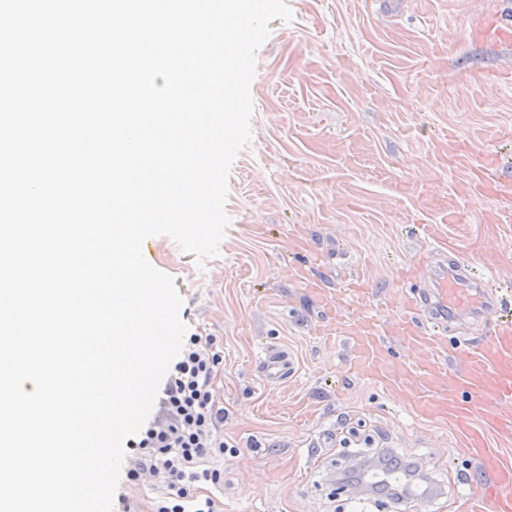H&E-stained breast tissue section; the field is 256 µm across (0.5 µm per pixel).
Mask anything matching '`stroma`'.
<instances>
[{"label": "stroma", "mask_w": 512, "mask_h": 512, "mask_svg": "<svg viewBox=\"0 0 512 512\" xmlns=\"http://www.w3.org/2000/svg\"><path fill=\"white\" fill-rule=\"evenodd\" d=\"M250 93L252 139L234 161L216 257L198 262L166 236L149 262L172 275L189 333L215 338L224 436L219 512H461L460 458L447 426L416 420L338 368L344 343L293 279L308 267L329 290L361 273L397 298L402 272L440 263L490 267L487 291L512 304V45L474 39L512 0H286ZM296 363L263 384L262 347ZM388 449L425 483L394 500L336 483ZM166 485L120 478L116 497L150 512Z\"/></svg>", "instance_id": "stroma-1"}]
</instances>
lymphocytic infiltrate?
Listing matches in <instances>:
<instances>
[{"label": "lymphocytic infiltrate", "mask_w": 512, "mask_h": 512, "mask_svg": "<svg viewBox=\"0 0 512 512\" xmlns=\"http://www.w3.org/2000/svg\"><path fill=\"white\" fill-rule=\"evenodd\" d=\"M208 336H189L161 383L157 410L130 445L138 454V472L164 475L168 491L153 512H218L208 487L224 482L214 458L237 457L225 440L224 408L214 397L221 357Z\"/></svg>", "instance_id": "obj_1"}]
</instances>
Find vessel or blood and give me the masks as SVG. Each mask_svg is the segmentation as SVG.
<instances>
[{
	"label": "vessel or blood",
	"instance_id": "1",
	"mask_svg": "<svg viewBox=\"0 0 512 512\" xmlns=\"http://www.w3.org/2000/svg\"><path fill=\"white\" fill-rule=\"evenodd\" d=\"M480 36L512 42V23L501 15L484 18ZM307 288L343 333L349 355L346 374L372 382L417 419L443 424L454 434L461 457L471 465L459 478L465 512H512V316H499L490 335L449 344L448 322L472 302L491 306L478 277L441 268L431 287L402 289L398 310L382 315L368 304L367 289L342 296L315 283ZM415 347L420 355L397 373L392 345ZM270 382L287 380L294 360L284 348H266L259 363Z\"/></svg>",
	"mask_w": 512,
	"mask_h": 512
}]
</instances>
